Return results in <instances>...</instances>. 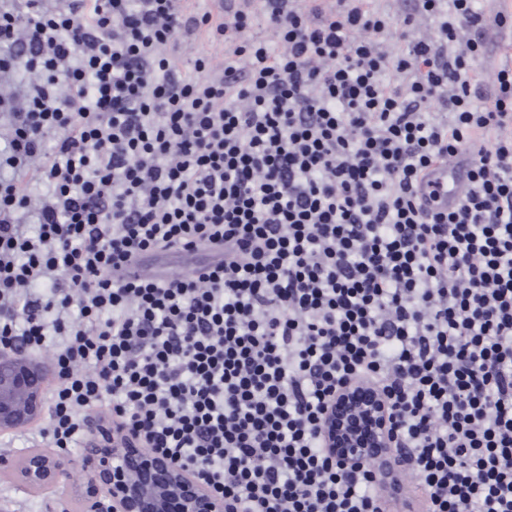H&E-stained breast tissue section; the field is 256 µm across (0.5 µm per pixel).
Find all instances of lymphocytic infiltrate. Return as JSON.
Returning <instances> with one entry per match:
<instances>
[{"label": "lymphocytic infiltrate", "instance_id": "lymphocytic-infiltrate-1", "mask_svg": "<svg viewBox=\"0 0 512 512\" xmlns=\"http://www.w3.org/2000/svg\"><path fill=\"white\" fill-rule=\"evenodd\" d=\"M415 2L0 0V350L52 367L40 441L104 421L225 512H512V12ZM347 384L396 495L323 445ZM469 169L467 157L454 159L433 173L430 182L422 185L420 196L432 208L452 210L470 185Z\"/></svg>", "mask_w": 512, "mask_h": 512}]
</instances>
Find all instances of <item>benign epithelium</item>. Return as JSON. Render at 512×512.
Listing matches in <instances>:
<instances>
[{
    "mask_svg": "<svg viewBox=\"0 0 512 512\" xmlns=\"http://www.w3.org/2000/svg\"><path fill=\"white\" fill-rule=\"evenodd\" d=\"M44 362L21 353L0 351V431L34 420L44 389ZM323 438L345 462L374 458L389 465L387 414L373 391L346 387L328 411ZM115 436L100 426L76 461L86 480L70 487L85 512H224V497L201 484L188 469L141 449L115 447ZM68 461L51 449L32 448L15 457H1L0 470L12 474L27 492L55 488L65 477Z\"/></svg>",
    "mask_w": 512,
    "mask_h": 512,
    "instance_id": "obj_1",
    "label": "benign epithelium"
}]
</instances>
